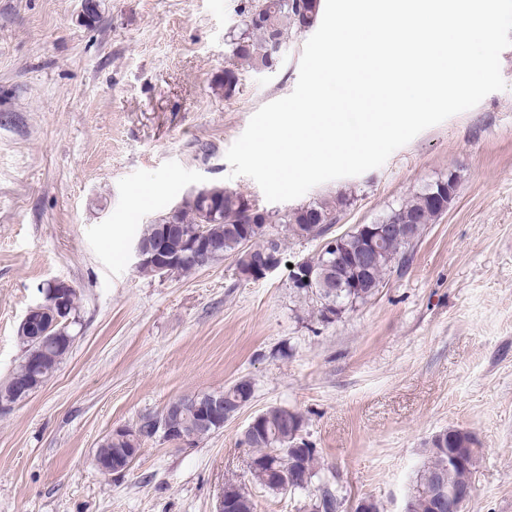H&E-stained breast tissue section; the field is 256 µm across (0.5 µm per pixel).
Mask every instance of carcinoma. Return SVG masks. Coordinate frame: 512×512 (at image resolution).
Here are the masks:
<instances>
[{
    "mask_svg": "<svg viewBox=\"0 0 512 512\" xmlns=\"http://www.w3.org/2000/svg\"><path fill=\"white\" fill-rule=\"evenodd\" d=\"M323 8V0H248L242 10L241 28L229 35L232 63L224 68L220 87L224 98L230 99L239 90V68L247 66L253 70L270 69L278 63L272 51V39L279 37L288 43L293 34L310 28L316 22ZM458 185L457 176L450 172L448 177L426 185L396 207L390 208L379 219L380 224H408L421 236L426 225L433 223L448 209V188ZM350 205V198L340 195L334 199H318L283 213L264 211L261 223H252L249 211L254 203L243 193L213 185L201 192H191L164 215L158 217L139 237L145 244L161 242L166 254L174 259L169 266L173 274H189L203 266L218 262L226 256L234 258L236 268L247 272L250 252L260 253L270 249L276 254L277 263L283 261L281 240L274 239L269 232L271 224H286L296 237L322 239L337 223L339 214ZM365 225H358L353 231L340 235L341 251H358L365 243ZM207 234L215 245L214 255L205 262L190 258L189 239L195 230ZM410 243L398 239L385 242L374 258L369 271L360 275L347 267L344 262L332 263L324 254L304 259L310 274V281L302 284L296 273H290L292 288L316 303L313 314L322 322L330 324L357 303L372 297L391 268L402 267L409 258L406 248ZM56 336L51 343H44V337L27 332L19 335L24 354L17 369L0 382V403H15L19 390L34 383L44 385L58 370L59 365L70 352L69 336ZM224 395L225 411L235 410L240 402L250 403L252 392L238 390L231 385L220 391ZM259 427L245 436L243 444L253 449L258 458L256 467L250 470L252 481L273 493L282 494L278 484L272 482L269 468L261 460L269 452L279 450L289 453L296 461L292 484L295 489L286 493L290 496L309 491L318 477L316 450L309 449V443L301 436L292 435L288 423L297 424L302 432L305 423L302 415L286 406H273L257 415ZM160 415L147 414L132 431L103 438L94 456L110 459L120 448H139L148 439L155 437L153 429ZM182 433L196 443L214 430L203 431L197 416L187 415L181 425ZM480 451L477 438L470 432L448 429L434 435L426 450L423 465L418 470L412 492L405 505L407 512H435L438 496L437 483L442 481L459 493L473 491L471 476L479 463ZM224 494L240 498V512H255L252 496L234 483L224 486ZM341 496L325 482L316 486V493L304 503L310 512H337Z\"/></svg>",
    "mask_w": 512,
    "mask_h": 512,
    "instance_id": "1",
    "label": "carcinoma"
}]
</instances>
